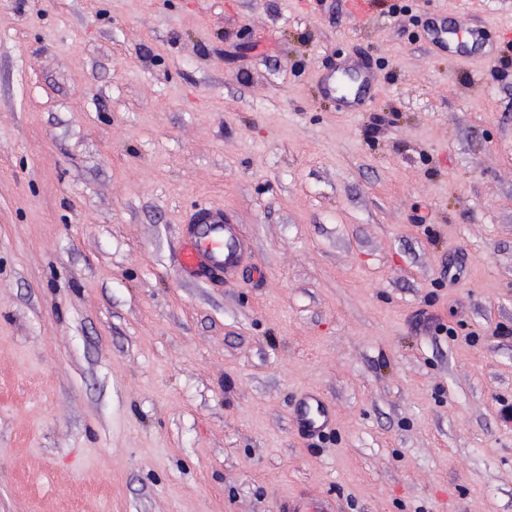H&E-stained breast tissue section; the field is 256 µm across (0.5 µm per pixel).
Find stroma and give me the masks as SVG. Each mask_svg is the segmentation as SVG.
Instances as JSON below:
<instances>
[{"label": "stroma", "mask_w": 512, "mask_h": 512, "mask_svg": "<svg viewBox=\"0 0 512 512\" xmlns=\"http://www.w3.org/2000/svg\"><path fill=\"white\" fill-rule=\"evenodd\" d=\"M506 406L512 0H0V512H512ZM357 88L353 98H345L341 102V110L343 112H358L363 106L366 96L371 89L373 76L370 71L358 70ZM198 224L197 234L180 250L179 264L188 275L224 271V277L236 272L247 256L237 224H230L224 209L205 207L191 218ZM293 418L303 434L315 436L332 425L334 414L331 407L319 395L306 393L299 400Z\"/></svg>", "instance_id": "1"}]
</instances>
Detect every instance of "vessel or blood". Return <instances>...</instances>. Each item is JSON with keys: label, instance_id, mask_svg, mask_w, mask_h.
I'll list each match as a JSON object with an SVG mask.
<instances>
[{"label": "vessel or blood", "instance_id": "1", "mask_svg": "<svg viewBox=\"0 0 512 512\" xmlns=\"http://www.w3.org/2000/svg\"><path fill=\"white\" fill-rule=\"evenodd\" d=\"M373 76L368 70L358 73L357 88L352 98L343 99L341 109L356 112L363 106L372 86ZM198 230L193 239L180 250L179 264L189 275L222 272L233 274L247 260L237 225L229 223L223 209L205 207L192 217ZM331 407L317 394H304L294 411L298 429L314 436L327 430L333 423Z\"/></svg>", "mask_w": 512, "mask_h": 512}]
</instances>
